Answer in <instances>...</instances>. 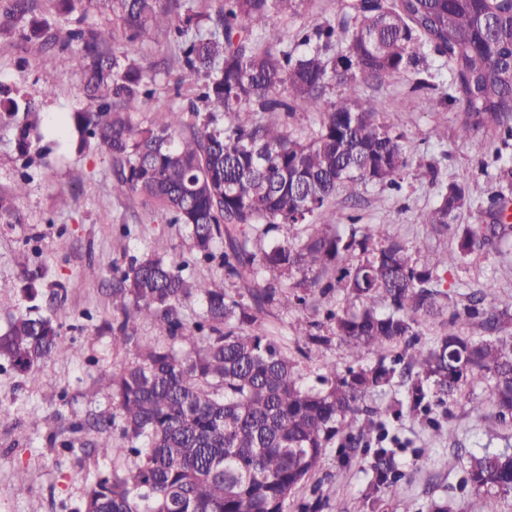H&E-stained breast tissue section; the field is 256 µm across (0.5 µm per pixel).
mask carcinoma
<instances>
[{
	"label": "carcinoma",
	"instance_id": "carcinoma-1",
	"mask_svg": "<svg viewBox=\"0 0 512 512\" xmlns=\"http://www.w3.org/2000/svg\"><path fill=\"white\" fill-rule=\"evenodd\" d=\"M112 12L113 28L85 25L53 29L33 15L34 0H9L26 44L69 52L83 76L85 105L58 117L61 128L112 155V192L136 194L187 230L197 255L215 258L224 243L225 276L242 284L231 295L214 282L194 280L159 256H132L112 268V335L135 348L132 361L110 377L113 412L73 425L97 435L112 469L96 471L72 512H285L288 498L318 471L337 445L348 468L369 455L366 488L357 512H383L401 500L410 480L388 423L403 414L438 432L437 407L462 387L490 384V404L512 417V309L470 294L454 306L448 328L426 350L422 328L447 308L441 273L477 250L505 240L507 203L495 197L486 224L454 225L469 187H440L425 223L437 236L452 234L451 252H425L420 242L395 236L386 222L349 225L342 233L328 212L336 190L356 194L367 182L396 189L417 148L382 118L375 99L358 93L361 81L382 85L416 65L427 48L443 60L448 93L426 101L436 109L461 106L459 137L482 149L477 133L493 128L512 146V6L495 0H355L341 27L323 19L298 29L293 46L263 45L259 30L298 0H218L212 12L192 13L181 0H49L71 14L84 2ZM123 41L115 43V29ZM165 29L183 71L201 83L196 100L207 122L190 124L171 110L142 128L130 118L152 97L155 75L136 58L152 29ZM345 45L336 52V47ZM342 88L334 101L333 87ZM302 106L319 113L305 140L260 114L293 116ZM230 121L216 126L217 113ZM0 122L11 126L26 157L45 140L40 107L24 94L0 88ZM32 176L23 171L8 195L0 194V223L19 224L14 200ZM311 232L283 240L282 226ZM424 254V259L417 255ZM265 272L271 281L262 284ZM295 273L302 279L283 285ZM37 267L25 271L30 305L7 313L0 327V359L25 378L65 343L57 310L68 292L56 281L38 294ZM340 291L355 311L320 307L316 296ZM202 301L189 325L179 314L187 300ZM312 309L344 344L350 358L375 362L336 371L326 363L316 384L305 383L288 346L267 335L275 309ZM150 320L167 343L135 335ZM475 322L484 335L461 334ZM401 347L394 356L390 348ZM396 389L385 413L368 408L373 393ZM368 416L358 424L359 417ZM461 484L477 494L512 496V453H468ZM329 503L314 485L298 512H323Z\"/></svg>",
	"mask_w": 512,
	"mask_h": 512
}]
</instances>
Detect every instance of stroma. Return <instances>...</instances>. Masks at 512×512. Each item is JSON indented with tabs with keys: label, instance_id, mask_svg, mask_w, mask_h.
Returning a JSON list of instances; mask_svg holds the SVG:
<instances>
[{
	"label": "stroma",
	"instance_id": "obj_1",
	"mask_svg": "<svg viewBox=\"0 0 512 512\" xmlns=\"http://www.w3.org/2000/svg\"><path fill=\"white\" fill-rule=\"evenodd\" d=\"M352 0H302L297 14L270 23L265 41L290 44L294 30L315 20L341 21ZM142 63L157 65L160 73L153 97L136 105L135 123L149 126L160 110L187 108L196 97V78L187 76L177 62V48L160 33L138 51ZM434 54H426L418 72L387 81L381 89L359 87L360 94L375 95L385 121L421 153L436 157L445 183L468 182L470 198L461 210L459 224L486 223L492 196L512 190L499 181L496 161L498 141L482 132L483 150L456 135L462 114L457 107L437 112L425 107L430 98L448 90L450 74L438 68ZM0 82L32 94L44 95L43 113L52 117L60 105L78 104L82 76L64 66L60 52H41L32 46H14L10 34L0 35ZM62 163L46 166L39 158L24 160L14 150L12 134L0 128V192H11L21 171L33 180L29 191L16 199L23 221L0 224V312L21 301L20 287L27 267L41 265L47 282H68L67 298L58 310L63 322L64 345L41 364L35 378L18 376L0 361V405L9 408L0 418V512H71L82 496L89 473L108 463L102 449L82 448L77 454L61 453L45 446L48 434L69 436L73 423L112 410L108 379L133 358L132 351L116 348L105 324L112 319V266L124 258L157 254L182 261L186 272L233 289L219 263L199 262L182 225L170 223L156 205L139 196L112 192V157L103 149L64 152ZM438 197L428 176L411 168L401 190L382 184L359 186L356 195L339 191L330 203L339 223L358 219L362 224L388 221L393 232L407 241L423 242L429 250H451L453 237H435L425 223ZM95 265L97 278L84 277ZM493 284L491 300L512 305V245L502 251H482L448 272L451 303H463L469 293ZM486 384L467 385L450 399L438 419L441 431L405 416L389 427L407 445L403 464L412 480L403 491V506L392 512H426L430 500L447 499L452 512H512V498L489 497L461 489L459 480L464 452L512 449V420H501L488 403ZM482 403V413L472 411ZM37 417H30V410ZM431 449L418 460L414 451ZM26 468L25 480L16 477ZM329 500L327 512H355L366 486L361 463L340 467L335 452H327L313 477Z\"/></svg>",
	"mask_w": 512,
	"mask_h": 512
}]
</instances>
